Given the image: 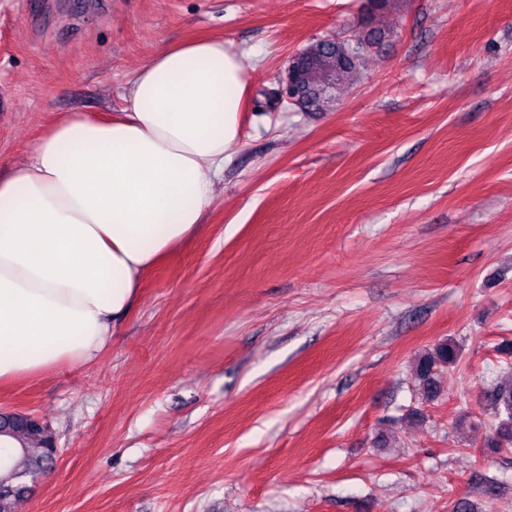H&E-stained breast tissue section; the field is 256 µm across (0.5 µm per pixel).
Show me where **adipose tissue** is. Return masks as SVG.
Masks as SVG:
<instances>
[{"instance_id":"ef3b65f1","label":"adipose tissue","mask_w":512,"mask_h":512,"mask_svg":"<svg viewBox=\"0 0 512 512\" xmlns=\"http://www.w3.org/2000/svg\"><path fill=\"white\" fill-rule=\"evenodd\" d=\"M249 94L223 38L168 46L122 112L63 115L0 177V384L93 361L158 259L200 228Z\"/></svg>"}]
</instances>
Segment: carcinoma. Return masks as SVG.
<instances>
[{"label": "carcinoma", "mask_w": 512, "mask_h": 512, "mask_svg": "<svg viewBox=\"0 0 512 512\" xmlns=\"http://www.w3.org/2000/svg\"><path fill=\"white\" fill-rule=\"evenodd\" d=\"M386 38V33L373 29L357 36L352 42L321 40L310 46L298 59L292 76L306 112H322L334 99L325 87H354L361 74V65L370 48ZM460 348L451 340L441 341L421 354L415 362V372L426 398L440 392L441 372L456 365ZM494 411L495 422L488 425L484 447L496 452L512 447V380L492 386L487 395ZM0 433L10 434L23 443L19 455L8 449L0 453V512H17L24 501L23 479L34 480L51 469L56 453L53 438L47 431L34 428L18 412L0 411Z\"/></svg>", "instance_id": "1"}]
</instances>
